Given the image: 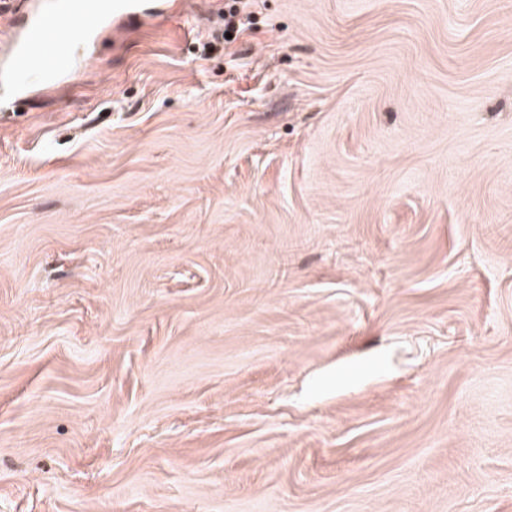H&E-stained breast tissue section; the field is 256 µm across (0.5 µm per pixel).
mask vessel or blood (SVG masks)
Segmentation results:
<instances>
[{
	"mask_svg": "<svg viewBox=\"0 0 512 512\" xmlns=\"http://www.w3.org/2000/svg\"><path fill=\"white\" fill-rule=\"evenodd\" d=\"M137 9L138 0H32L0 54V84L18 94L59 85L80 65L76 42L92 40Z\"/></svg>",
	"mask_w": 512,
	"mask_h": 512,
	"instance_id": "1",
	"label": "vessel or blood"
}]
</instances>
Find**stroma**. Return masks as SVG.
<instances>
[{
    "mask_svg": "<svg viewBox=\"0 0 512 512\" xmlns=\"http://www.w3.org/2000/svg\"><path fill=\"white\" fill-rule=\"evenodd\" d=\"M229 2L0 86V512H512V0Z\"/></svg>",
    "mask_w": 512,
    "mask_h": 512,
    "instance_id": "35a3bbf8",
    "label": "stroma"
}]
</instances>
